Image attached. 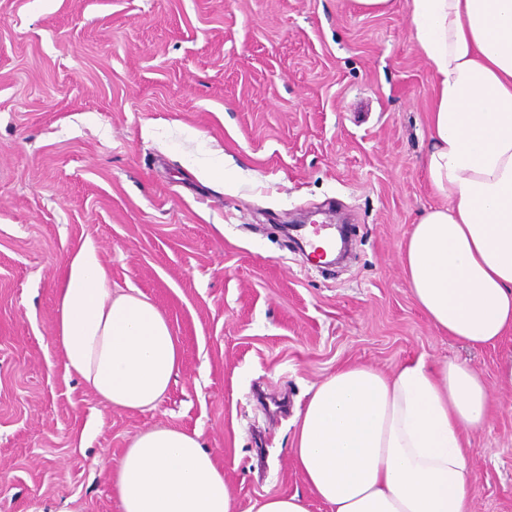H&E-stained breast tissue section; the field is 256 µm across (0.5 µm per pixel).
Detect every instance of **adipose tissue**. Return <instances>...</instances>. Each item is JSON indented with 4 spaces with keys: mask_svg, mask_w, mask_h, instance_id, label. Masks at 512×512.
<instances>
[{
    "mask_svg": "<svg viewBox=\"0 0 512 512\" xmlns=\"http://www.w3.org/2000/svg\"><path fill=\"white\" fill-rule=\"evenodd\" d=\"M409 15L434 85L424 164L445 203L420 215L400 261L430 323L480 349L512 331V0H410ZM58 301L52 343L66 374L106 408L156 407L182 357L155 305L113 293L90 242ZM493 405L465 363L346 366L309 387L291 453L334 512H471L463 434L484 428ZM110 475L120 512H234L195 432H141Z\"/></svg>",
    "mask_w": 512,
    "mask_h": 512,
    "instance_id": "adipose-tissue-1",
    "label": "adipose tissue"
}]
</instances>
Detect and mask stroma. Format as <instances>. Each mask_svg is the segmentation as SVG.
<instances>
[{
	"instance_id": "stroma-1",
	"label": "stroma",
	"mask_w": 512,
	"mask_h": 512,
	"mask_svg": "<svg viewBox=\"0 0 512 512\" xmlns=\"http://www.w3.org/2000/svg\"><path fill=\"white\" fill-rule=\"evenodd\" d=\"M408 3L0 0V512H119L107 460L153 426L200 432L236 512L307 493L290 453L307 388L421 356L483 375L472 512H512V334H441L399 260L440 203ZM310 213L345 219L350 259L322 269L285 236ZM88 242L179 339L156 409H105L52 345Z\"/></svg>"
}]
</instances>
